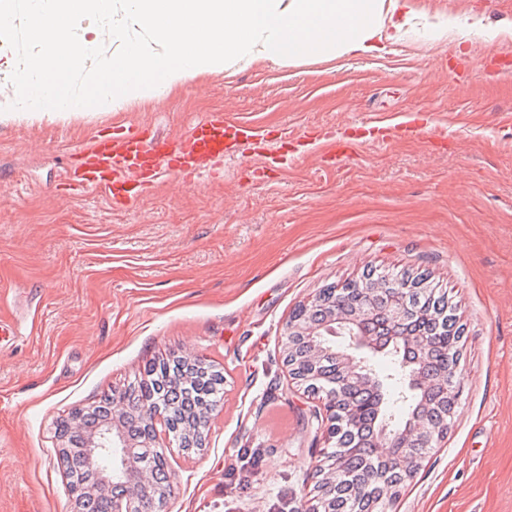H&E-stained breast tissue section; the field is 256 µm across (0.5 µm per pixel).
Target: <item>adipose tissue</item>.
<instances>
[{"mask_svg":"<svg viewBox=\"0 0 512 512\" xmlns=\"http://www.w3.org/2000/svg\"><path fill=\"white\" fill-rule=\"evenodd\" d=\"M111 19L117 48L103 55L75 18ZM408 0H0V33L22 25L35 51L19 68V112H108L169 93L216 70H244L351 53L397 39ZM91 60L97 76L75 87Z\"/></svg>","mask_w":512,"mask_h":512,"instance_id":"1","label":"adipose tissue"}]
</instances>
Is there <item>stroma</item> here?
Listing matches in <instances>:
<instances>
[{"instance_id": "obj_1", "label": "stroma", "mask_w": 512, "mask_h": 512, "mask_svg": "<svg viewBox=\"0 0 512 512\" xmlns=\"http://www.w3.org/2000/svg\"><path fill=\"white\" fill-rule=\"evenodd\" d=\"M410 4L380 52L216 71L117 112L0 111V512H72L58 421L162 358L224 376L206 448L167 452V512H292L335 442L281 334L371 269L446 289L462 326L448 434L394 512H512V0ZM451 16L464 29L430 38ZM29 52L22 29L0 40V104ZM377 111L413 132H365ZM215 112L288 140L121 209L65 184L113 128L174 141ZM332 138L356 145L334 167Z\"/></svg>"}]
</instances>
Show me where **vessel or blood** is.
Listing matches in <instances>:
<instances>
[{"mask_svg":"<svg viewBox=\"0 0 512 512\" xmlns=\"http://www.w3.org/2000/svg\"><path fill=\"white\" fill-rule=\"evenodd\" d=\"M263 138L252 125L216 114L194 123L177 145L160 137L130 131L100 140L81 151L70 169L77 189L104 190L114 204L130 200L128 185L147 192L166 176L188 181L218 158L234 157Z\"/></svg>","mask_w":512,"mask_h":512,"instance_id":"b4317fda","label":"vessel or blood"}]
</instances>
